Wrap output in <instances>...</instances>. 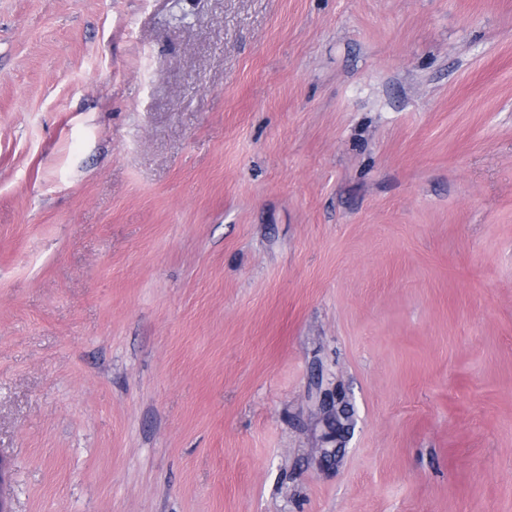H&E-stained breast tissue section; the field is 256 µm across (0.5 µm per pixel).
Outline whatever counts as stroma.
Segmentation results:
<instances>
[{
    "label": "stroma",
    "mask_w": 512,
    "mask_h": 512,
    "mask_svg": "<svg viewBox=\"0 0 512 512\" xmlns=\"http://www.w3.org/2000/svg\"><path fill=\"white\" fill-rule=\"evenodd\" d=\"M0 500L512 512V0H0ZM320 404L327 409L326 428L327 432L324 436L325 447L321 448V456L324 458L335 453V457L339 455L345 442V433L348 432L349 411L342 402H338L337 395L330 389H324L320 393ZM336 403L340 404L336 408Z\"/></svg>",
    "instance_id": "obj_1"
}]
</instances>
